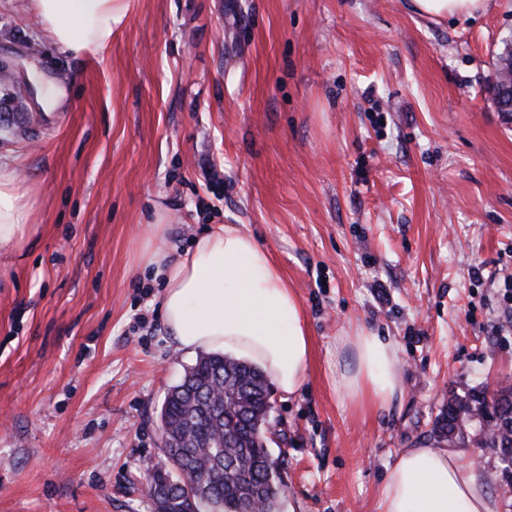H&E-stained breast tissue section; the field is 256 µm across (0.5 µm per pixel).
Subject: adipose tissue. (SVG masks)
Instances as JSON below:
<instances>
[{
  "instance_id": "obj_1",
  "label": "adipose tissue",
  "mask_w": 512,
  "mask_h": 512,
  "mask_svg": "<svg viewBox=\"0 0 512 512\" xmlns=\"http://www.w3.org/2000/svg\"><path fill=\"white\" fill-rule=\"evenodd\" d=\"M38 38L75 57L105 60L134 0H26ZM13 163H0V249L21 250L29 215ZM168 225H153L141 261L164 287L163 324L176 349L224 351L260 366L284 395L305 381L311 339L303 309L268 251L232 224H216L192 246H167ZM355 368L332 363L345 398L383 407L403 392L391 341L362 330ZM468 448L447 443L405 448L384 483L379 512H498Z\"/></svg>"
}]
</instances>
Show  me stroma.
<instances>
[{
    "mask_svg": "<svg viewBox=\"0 0 512 512\" xmlns=\"http://www.w3.org/2000/svg\"><path fill=\"white\" fill-rule=\"evenodd\" d=\"M0 0V156L36 231L0 255V512H154L175 349L153 224L184 250L213 224L266 248L303 308L301 389L273 393L283 512H376L398 453L434 443L449 393L512 386V120L490 85L512 0L473 17L409 0H135L103 62L39 42ZM68 96L44 114L13 79ZM389 337L404 392L343 398L329 359ZM512 512L494 448L470 445Z\"/></svg>",
    "mask_w": 512,
    "mask_h": 512,
    "instance_id": "1",
    "label": "stroma"
}]
</instances>
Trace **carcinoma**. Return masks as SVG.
I'll use <instances>...</instances> for the list:
<instances>
[{"instance_id": "obj_1", "label": "carcinoma", "mask_w": 512, "mask_h": 512, "mask_svg": "<svg viewBox=\"0 0 512 512\" xmlns=\"http://www.w3.org/2000/svg\"><path fill=\"white\" fill-rule=\"evenodd\" d=\"M267 392L257 366L221 353L199 357L169 390L158 419L173 444L163 449L166 464L150 467L153 482L171 484L167 512H243L253 497L260 512H280L281 480L267 450ZM491 423L512 425V386L448 399L432 433L451 439L468 424L481 446L512 453V436L484 432ZM199 471L210 474L205 491L193 482Z\"/></svg>"}]
</instances>
